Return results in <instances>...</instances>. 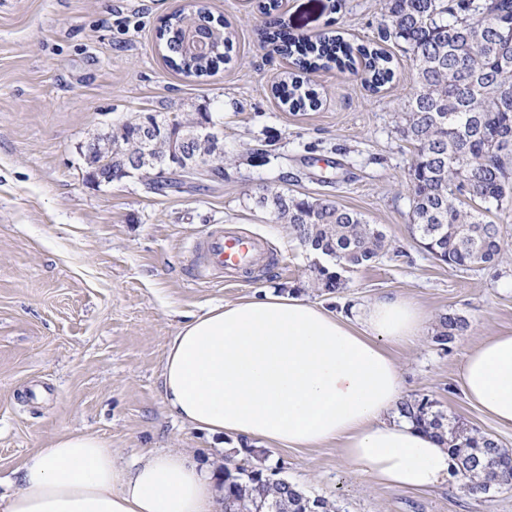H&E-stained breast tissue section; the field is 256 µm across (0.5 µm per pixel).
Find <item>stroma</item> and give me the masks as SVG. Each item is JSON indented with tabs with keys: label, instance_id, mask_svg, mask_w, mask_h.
Returning <instances> with one entry per match:
<instances>
[{
	"label": "stroma",
	"instance_id": "obj_1",
	"mask_svg": "<svg viewBox=\"0 0 512 512\" xmlns=\"http://www.w3.org/2000/svg\"><path fill=\"white\" fill-rule=\"evenodd\" d=\"M297 37L335 30L353 44H381L394 76L378 92L363 71L319 69L303 80L318 105L289 110L273 88L290 59L260 40L256 0H204L234 32L230 60L197 79L169 68L156 31L185 0H0V512L16 469L50 441L87 433L133 463L145 450H181L223 462L219 437L182 423L162 398L168 344L211 307L267 291L356 318L382 294L414 299L422 337L396 349L404 392L496 437L502 428L471 407L457 383L467 352L512 331V207L492 211L504 255L493 268H448L413 238L407 190L412 143L400 132L414 61L380 41L387 0H279ZM185 119L211 113L224 139V178L159 196L134 175L111 184L87 176L82 148L137 113ZM328 199L380 229L386 252L318 291V254L256 206L265 188ZM232 225L260 238L266 267L239 282L200 275L192 244ZM469 322L447 348L432 341L440 315ZM265 464L339 512H512V489L473 493L456 478L411 491L355 473L340 448H272Z\"/></svg>",
	"mask_w": 512,
	"mask_h": 512
}]
</instances>
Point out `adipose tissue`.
Wrapping results in <instances>:
<instances>
[{
	"label": "adipose tissue",
	"instance_id": "adipose-tissue-1",
	"mask_svg": "<svg viewBox=\"0 0 512 512\" xmlns=\"http://www.w3.org/2000/svg\"><path fill=\"white\" fill-rule=\"evenodd\" d=\"M424 313L405 297L366 305L358 321L271 292L215 307L168 345L163 401L213 436L273 448H342L359 473L402 488L447 482L446 449L397 407L404 396L392 347L414 341ZM465 399L512 427V332L465 357ZM5 512H218V474L182 452L117 462L108 440L65 434L27 458Z\"/></svg>",
	"mask_w": 512,
	"mask_h": 512
}]
</instances>
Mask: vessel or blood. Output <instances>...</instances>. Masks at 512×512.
Here are the masks:
<instances>
[{"instance_id":"obj_1","label":"vessel or blood","mask_w":512,"mask_h":512,"mask_svg":"<svg viewBox=\"0 0 512 512\" xmlns=\"http://www.w3.org/2000/svg\"><path fill=\"white\" fill-rule=\"evenodd\" d=\"M194 247L208 256L214 270L231 279L268 259L260 240L230 226L212 229Z\"/></svg>"}]
</instances>
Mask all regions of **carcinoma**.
Here are the masks:
<instances>
[{
  "label": "carcinoma",
  "instance_id": "cac0c4a2",
  "mask_svg": "<svg viewBox=\"0 0 512 512\" xmlns=\"http://www.w3.org/2000/svg\"><path fill=\"white\" fill-rule=\"evenodd\" d=\"M387 9L390 24L380 29L379 38L403 42L415 62L413 93L404 106L401 129L416 149L410 167L412 229L422 247L452 269L495 266L504 240L488 214L512 201V0H387ZM203 21L213 37V50L206 54L183 51L194 22L181 12L168 16L158 31L164 59L186 76L210 75L226 60L222 50L232 42L224 23ZM288 52L299 56L304 69L343 65L356 52L368 62L374 90L391 76L390 57L383 50L354 49L337 36L292 41ZM277 92L292 110L316 104L296 75L282 80ZM110 138L121 140L132 155L144 152L141 129L135 126L116 124L112 135L98 136ZM169 138L161 116L151 140L152 156L167 155ZM191 151L212 156L211 169L191 180L224 179V157L214 155V146L194 140ZM256 205L289 225L303 248L335 262L333 269L312 270L314 284L323 292L340 291L345 287L342 273L376 261L385 251L380 230L362 214L332 201L298 199L267 188ZM467 328L465 317L444 314L434 342L446 346ZM398 410L443 440L455 474L470 481L469 490L512 487V451L496 439L434 408L425 396L404 398ZM255 458L258 463L252 466L224 465V512H253L259 503L275 505L274 512H303L308 495L294 485L284 487L260 463V455Z\"/></svg>",
  "mask_w": 512,
  "mask_h": 512
}]
</instances>
